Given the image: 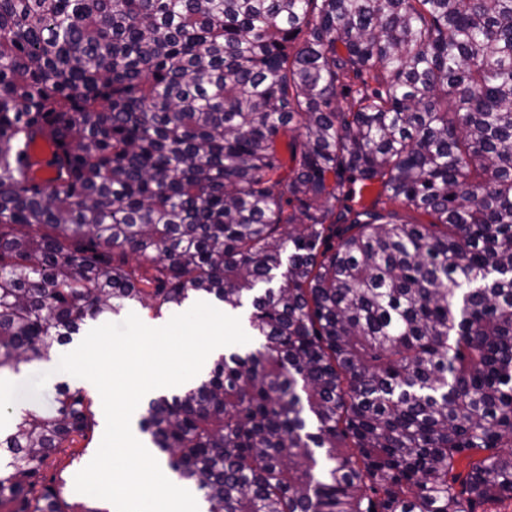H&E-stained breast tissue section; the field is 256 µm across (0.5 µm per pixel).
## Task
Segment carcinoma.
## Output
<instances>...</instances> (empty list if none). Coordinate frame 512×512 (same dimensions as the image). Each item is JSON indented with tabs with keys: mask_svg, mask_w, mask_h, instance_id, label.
<instances>
[{
	"mask_svg": "<svg viewBox=\"0 0 512 512\" xmlns=\"http://www.w3.org/2000/svg\"><path fill=\"white\" fill-rule=\"evenodd\" d=\"M210 298L255 344L139 420L207 512L512 498V0H0V370ZM92 407L10 413L0 512H106L44 483ZM198 301L208 302L211 305H213L214 307H216L218 310H220L221 312L223 311V313L227 314L224 311V305L222 303H219L216 301H210V300H190V301H187L181 308H179L177 310L163 309L162 313L160 315H155L152 310L146 309V308L142 307L140 304L135 303L133 305L125 307L120 312V314L112 315L111 319H109L107 321L92 324L87 329V331L84 333L83 336H76L71 344L61 347L58 350L52 352L51 358L49 360L36 363L32 366L23 367L25 370L22 372L35 374V373H38L46 368L52 367L55 364L56 360L58 358H60L63 354L73 351L81 343V341L84 339V337L87 335V333L92 328L100 326L105 323H120V322L124 321L126 319V317L129 315V313H131V312L135 313L140 318V320L147 326L161 327V326L165 325L171 319V317L173 315L186 312ZM227 315H229V314H227ZM229 316L238 317L240 319L241 326H242L243 330L250 337V333H249L247 323H246L247 316H248L247 307L245 306L242 309H240V311L236 315H229ZM250 341H251V337H250ZM248 343H246V344H248ZM246 344L224 346V349L226 350L227 348H230V347L240 348Z\"/></svg>",
	"mask_w": 512,
	"mask_h": 512,
	"instance_id": "1",
	"label": "carcinoma"
}]
</instances>
